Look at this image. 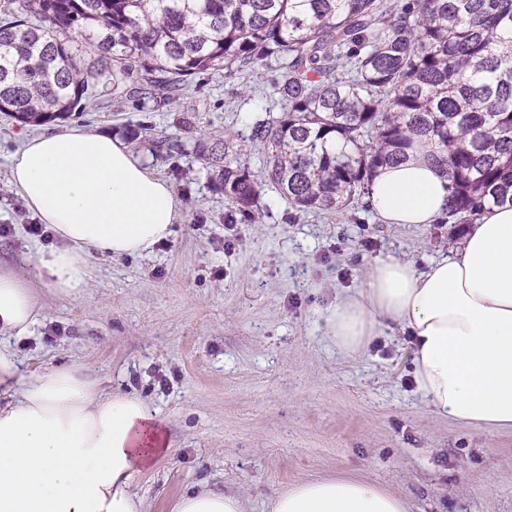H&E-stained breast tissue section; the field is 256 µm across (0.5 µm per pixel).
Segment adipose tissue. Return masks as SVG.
Returning a JSON list of instances; mask_svg holds the SVG:
<instances>
[{"mask_svg": "<svg viewBox=\"0 0 512 512\" xmlns=\"http://www.w3.org/2000/svg\"><path fill=\"white\" fill-rule=\"evenodd\" d=\"M11 183L60 240L41 254L50 284L75 298L89 251L113 257L168 238L181 204L130 147L109 133L48 130L10 157ZM365 206L384 224H432L448 206V180L415 156L379 170ZM41 311L15 275L0 272V334H26ZM346 355L364 352L382 326L412 340L418 392L441 415L512 430V207L484 212L458 248L418 270L377 259L363 288L324 315ZM142 402L105 395L72 366L24 375L0 344V512H145L134 473L165 454ZM404 497L346 476L301 479L271 512H407ZM174 512H244L240 496L202 490Z\"/></svg>", "mask_w": 512, "mask_h": 512, "instance_id": "1", "label": "adipose tissue"}]
</instances>
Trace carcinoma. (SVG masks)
<instances>
[{"mask_svg": "<svg viewBox=\"0 0 512 512\" xmlns=\"http://www.w3.org/2000/svg\"><path fill=\"white\" fill-rule=\"evenodd\" d=\"M0 18V113L82 114L99 80L168 106L189 77L274 60L288 108L256 120L257 179L230 139L164 137L191 151L236 216L265 187L297 212L338 213L379 168L420 150L448 178V220L512 205V0H13ZM83 33L94 62L69 40Z\"/></svg>", "mask_w": 512, "mask_h": 512, "instance_id": "carcinoma-1", "label": "carcinoma"}]
</instances>
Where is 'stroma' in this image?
<instances>
[{"label":"stroma","instance_id":"stroma-1","mask_svg":"<svg viewBox=\"0 0 512 512\" xmlns=\"http://www.w3.org/2000/svg\"><path fill=\"white\" fill-rule=\"evenodd\" d=\"M277 65L233 77L204 72L170 106L139 94L91 104L55 128L121 137L223 138L261 168L249 139L265 111L279 113ZM0 114V269L24 281L41 310L22 337L1 334L31 375L75 364L103 394L138 397L170 452L135 478L146 512H173L188 492L239 495L246 512H270L272 496L301 478L351 475L403 496L408 512H512V430L439 415L417 392L405 333L379 331L366 353L347 356L322 317L362 288L377 258L447 254L451 224L379 223L363 207L294 211L262 192L254 220L230 224V206L193 155L135 153L183 203L173 233L150 251L91 253L79 298L48 285L37 253L56 245L28 233L36 216L10 182L8 156L38 134Z\"/></svg>","mask_w":512,"mask_h":512}]
</instances>
